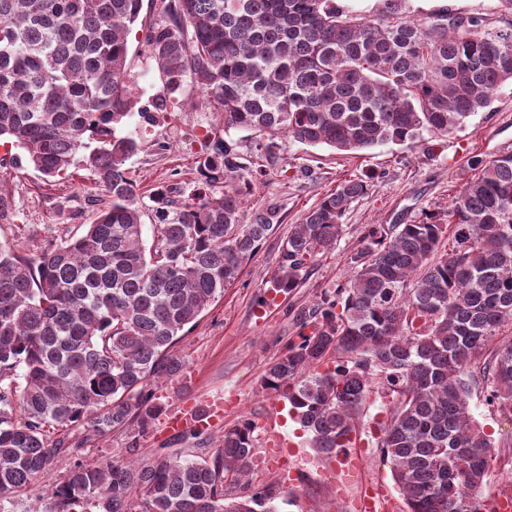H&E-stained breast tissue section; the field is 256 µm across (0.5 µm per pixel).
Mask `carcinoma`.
<instances>
[{
	"mask_svg": "<svg viewBox=\"0 0 512 512\" xmlns=\"http://www.w3.org/2000/svg\"><path fill=\"white\" fill-rule=\"evenodd\" d=\"M151 2L154 110L189 85L224 126L198 161L200 191H153L147 242L123 169L138 143L116 135L139 104L130 35L143 0H0V140L47 178H68L82 156L110 198L77 238L34 256L0 245V512L63 462L43 512H273L271 489L224 497V482L250 471V420L208 459H134L162 412L153 385L182 369L175 344L274 229V207L241 223L266 170L242 162L234 134L249 133L258 158L281 138L347 152L411 145L448 135L512 84V22L485 15L412 19L405 0H380L368 17L336 0ZM470 166L448 211L366 226L349 279L295 311L296 339L261 379L331 457L356 442L373 388L385 390L379 447L408 512H489L493 444L468 414L475 377L512 420V339H497L512 326V153ZM369 187L349 178L320 197L283 241L268 290L303 284ZM115 428L131 458L86 462Z\"/></svg>",
	"mask_w": 512,
	"mask_h": 512,
	"instance_id": "1",
	"label": "carcinoma"
}]
</instances>
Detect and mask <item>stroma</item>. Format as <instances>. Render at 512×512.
I'll use <instances>...</instances> for the list:
<instances>
[{
  "label": "stroma",
  "mask_w": 512,
  "mask_h": 512,
  "mask_svg": "<svg viewBox=\"0 0 512 512\" xmlns=\"http://www.w3.org/2000/svg\"><path fill=\"white\" fill-rule=\"evenodd\" d=\"M496 0H406L408 15L420 18L445 9L459 14H487ZM196 92L186 89L176 104L159 113L156 121L140 114L118 126L121 136L134 137L139 147L125 164L126 175L140 197L170 183L185 194L199 187L197 162L213 127L222 123L218 112L195 109ZM512 153V85L501 88L486 111L470 116L445 137L399 146L382 144L362 152H341L326 146L283 142L265 163L267 176L248 198L242 215L250 223L254 213L274 207L278 222L267 241L246 261L238 282L227 288L205 310L201 320L175 347L182 359L181 375L157 383L154 392L174 412L190 401L215 396L224 399V422L199 438L182 444L192 459L215 451L225 429L250 419L258 435L249 483L225 482L226 496L245 489L270 487L278 491L276 512H352L354 502L374 484H382L390 498L387 512H403V497L388 463L377 446V425L386 421L390 402L373 393L358 430L361 440L360 476L345 489L324 473L331 461L314 448L310 437L289 416L286 401L261 387L265 368L297 333L294 311L312 306L324 291L333 290L350 274L347 258L366 225L410 224L425 213L446 210L471 173L472 157L486 160ZM10 145H0V244L35 255L52 241L79 236L97 209L109 198L85 165L73 168L69 178L48 182L40 172L15 159ZM373 174L368 196L355 204L342 220V235L334 251L321 258L300 288L289 295L261 302L276 268L279 248L294 224L321 195L350 177ZM278 407L280 422L268 428L266 416ZM289 448L287 456L267 457L274 445ZM486 506L512 502V457L496 456L482 488Z\"/></svg>",
  "instance_id": "1"
}]
</instances>
